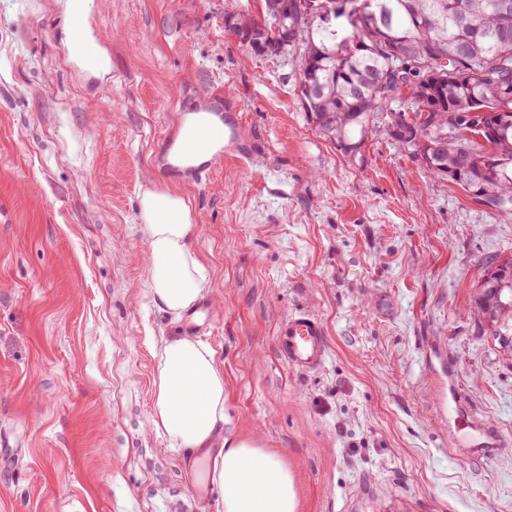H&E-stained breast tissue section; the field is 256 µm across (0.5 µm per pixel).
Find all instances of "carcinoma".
<instances>
[{
  "label": "carcinoma",
  "instance_id": "cac0c4a2",
  "mask_svg": "<svg viewBox=\"0 0 512 512\" xmlns=\"http://www.w3.org/2000/svg\"><path fill=\"white\" fill-rule=\"evenodd\" d=\"M303 0H264L263 28L248 23L258 51L276 31L301 49L304 112L318 130L357 148L377 119L392 113L390 135L434 175L446 178L489 208L512 213V8L500 0H345L347 10L311 16ZM436 71H419L426 57ZM411 112H395L401 83ZM485 278L474 302L495 324L498 348L512 357V259Z\"/></svg>",
  "mask_w": 512,
  "mask_h": 512
}]
</instances>
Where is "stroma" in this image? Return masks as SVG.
<instances>
[{
    "label": "stroma",
    "mask_w": 512,
    "mask_h": 512,
    "mask_svg": "<svg viewBox=\"0 0 512 512\" xmlns=\"http://www.w3.org/2000/svg\"><path fill=\"white\" fill-rule=\"evenodd\" d=\"M67 0H0V512H224L195 502V459L150 422L166 340L138 196L192 200L226 438L294 472L299 512H512V357L473 296L512 258V214L435 177L382 116L358 152L303 110L295 65L238 33L263 0H91L112 77L70 67ZM233 97L262 147L202 183L160 169L179 108ZM317 317L327 357L301 373L276 326ZM453 381L502 433L448 445L432 402Z\"/></svg>",
    "instance_id": "obj_1"
}]
</instances>
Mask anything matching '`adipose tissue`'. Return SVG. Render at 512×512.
<instances>
[{
    "instance_id": "ef3b65f1",
    "label": "adipose tissue",
    "mask_w": 512,
    "mask_h": 512,
    "mask_svg": "<svg viewBox=\"0 0 512 512\" xmlns=\"http://www.w3.org/2000/svg\"><path fill=\"white\" fill-rule=\"evenodd\" d=\"M154 299L182 316L201 298L205 267L193 249L197 215L189 197L170 188L138 198ZM224 372L212 349L186 336L167 340L157 364L151 421L187 449L209 448L224 428ZM209 473L224 512H298L295 479L287 463L258 441H225Z\"/></svg>"
}]
</instances>
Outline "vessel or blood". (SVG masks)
Segmentation results:
<instances>
[{
    "instance_id": "vessel-or-blood-1",
    "label": "vessel or blood",
    "mask_w": 512,
    "mask_h": 512,
    "mask_svg": "<svg viewBox=\"0 0 512 512\" xmlns=\"http://www.w3.org/2000/svg\"><path fill=\"white\" fill-rule=\"evenodd\" d=\"M199 111L209 116L211 144L185 155L175 146H168L161 156L164 169L202 182L218 163L232 159L250 161L258 152L259 141L252 134L230 97L217 92L202 98ZM278 350L286 364L294 370L308 373L322 367L326 359L325 332L318 318L305 311H296L282 319L276 330ZM437 405L449 420L466 416L463 430H449L448 445L466 449L476 456H488L501 445L495 427L480 418L462 402L453 386H442Z\"/></svg>"
}]
</instances>
